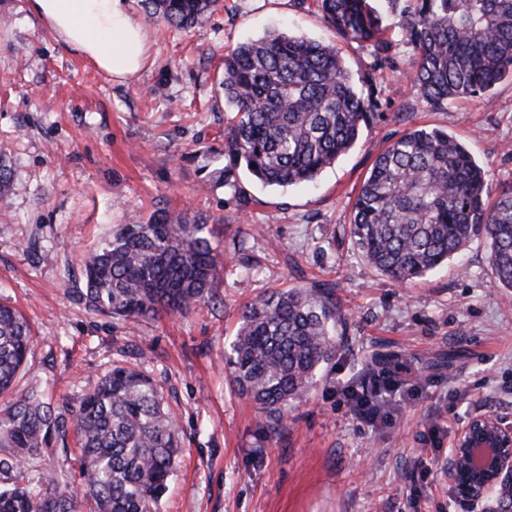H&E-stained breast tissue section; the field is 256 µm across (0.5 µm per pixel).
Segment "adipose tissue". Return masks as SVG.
<instances>
[{
  "label": "adipose tissue",
  "instance_id": "1",
  "mask_svg": "<svg viewBox=\"0 0 512 512\" xmlns=\"http://www.w3.org/2000/svg\"><path fill=\"white\" fill-rule=\"evenodd\" d=\"M137 0H27L53 37L111 80L127 82L148 59Z\"/></svg>",
  "mask_w": 512,
  "mask_h": 512
}]
</instances>
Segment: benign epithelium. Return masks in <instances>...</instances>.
<instances>
[{"instance_id": "obj_1", "label": "benign epithelium", "mask_w": 512, "mask_h": 512, "mask_svg": "<svg viewBox=\"0 0 512 512\" xmlns=\"http://www.w3.org/2000/svg\"><path fill=\"white\" fill-rule=\"evenodd\" d=\"M448 484L479 504L495 480L512 479V424L477 416L458 431L446 471Z\"/></svg>"}]
</instances>
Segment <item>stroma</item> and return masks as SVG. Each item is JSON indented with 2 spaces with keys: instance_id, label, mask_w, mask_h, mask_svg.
<instances>
[{
  "instance_id": "35a3bbf8",
  "label": "stroma",
  "mask_w": 512,
  "mask_h": 512,
  "mask_svg": "<svg viewBox=\"0 0 512 512\" xmlns=\"http://www.w3.org/2000/svg\"><path fill=\"white\" fill-rule=\"evenodd\" d=\"M147 29L146 67L118 83L57 42L26 0H0V156L11 172L0 301L34 331L16 393L35 387L73 410L116 361L162 380L182 452L156 512H487L443 471L470 418L512 423V291L495 285L485 239L402 285L363 261L350 224L377 153L420 126L456 136L493 184L512 185V79L491 100L430 107L403 76L411 49L399 29L380 46L340 38L314 0H224L201 30ZM270 30L336 44L373 101L357 143L311 185L264 187L224 156V55ZM159 212L211 230L224 255L212 301L126 321L89 310L83 254L113 225ZM311 285L333 289L342 347L274 434L226 360L243 303ZM374 353L406 364L376 426L343 393ZM448 355L451 368L427 369ZM79 457L67 442L0 486L61 468L77 478Z\"/></svg>"
}]
</instances>
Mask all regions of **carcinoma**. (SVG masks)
Masks as SVG:
<instances>
[{
  "label": "carcinoma",
  "mask_w": 512,
  "mask_h": 512,
  "mask_svg": "<svg viewBox=\"0 0 512 512\" xmlns=\"http://www.w3.org/2000/svg\"><path fill=\"white\" fill-rule=\"evenodd\" d=\"M151 18L203 28L221 0H142ZM336 33L381 43L373 0H317ZM412 54L404 77L433 108L491 98L512 78V0H416L399 19ZM224 100L233 117L224 155L264 187L309 183L357 142L372 101L360 93L336 45L268 31L224 54ZM363 259L409 283L486 239L500 288L512 290V186L495 190L465 145L437 128H415L379 152L352 207ZM88 307L116 319L184 313L210 301L224 268L208 225L167 214L117 224L83 259ZM343 316L330 288H288L247 303L228 367L232 381L280 432L340 348ZM32 329L0 303V474L40 458L74 434L80 484L98 512H156L177 462L176 424L160 381L114 365L75 411H58L36 389L13 398ZM0 512H80L69 475L38 488H0ZM490 512H512V484L495 487Z\"/></svg>",
  "instance_id": "cac0c4a2"
}]
</instances>
